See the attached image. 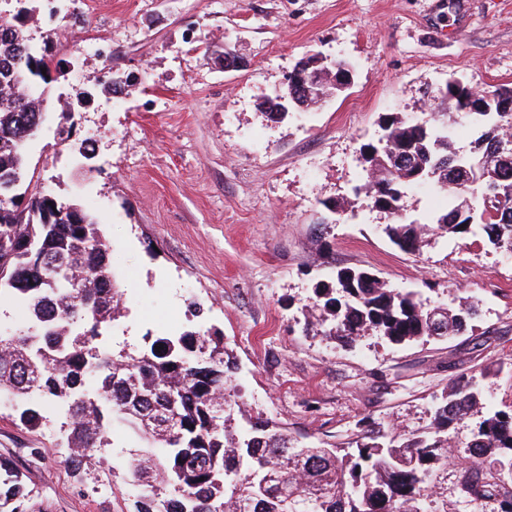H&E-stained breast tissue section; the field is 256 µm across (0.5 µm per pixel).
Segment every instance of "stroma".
<instances>
[{"label":"stroma","mask_w":512,"mask_h":512,"mask_svg":"<svg viewBox=\"0 0 512 512\" xmlns=\"http://www.w3.org/2000/svg\"><path fill=\"white\" fill-rule=\"evenodd\" d=\"M1 15L57 65L28 157L42 186L102 226L127 306L109 345L219 331L252 416L315 444L351 442L365 418L422 435L442 392L474 377L482 404L448 431L444 510L494 512L456 485L486 411L512 410V253L433 233L404 253L384 232L391 215L353 190L383 114L427 117L454 77L488 94L512 86V0H0ZM228 50L242 68L225 71ZM316 52L351 63L352 86L281 120L261 112ZM108 70L125 77L121 95ZM90 89L75 134L89 173L56 129L62 105ZM341 268L428 307L471 299L479 315L461 336L344 344L305 325L315 289ZM11 413L0 404V458L22 472L35 512H134L116 472L135 444L128 429L114 426L99 463L76 473L55 421L29 430Z\"/></svg>","instance_id":"35a3bbf8"}]
</instances>
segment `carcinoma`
Masks as SVG:
<instances>
[{"mask_svg":"<svg viewBox=\"0 0 512 512\" xmlns=\"http://www.w3.org/2000/svg\"><path fill=\"white\" fill-rule=\"evenodd\" d=\"M52 55L34 47L20 26L0 16V296L27 311L24 324L0 333V395L13 417L38 428L53 402L65 433L67 462L78 471L111 446V425L137 438L125 479L137 488L134 512H426L436 475L448 467V429L480 402L477 383L463 380L434 409L431 431L405 441L367 425L344 450L303 444L276 424L246 420L224 359V337L185 331L145 346L102 348L101 337L121 316L122 295L101 224L74 201L61 202L33 184L27 145L45 121L43 100L13 89L12 73L27 69L48 82ZM469 85L436 103L440 112L421 127L398 113L382 116L384 146H362L369 164L363 185L373 206L400 218L385 226L406 253L420 250L425 232L464 239L480 236L512 253V112H469L478 137L470 155L448 139L460 97ZM418 174L422 185L446 192L447 206L428 224L401 220L404 198ZM482 203L475 215L470 198ZM316 324L351 343L373 334L401 344L468 331L477 305L424 308L411 290H392L373 274L343 268L336 287L314 290ZM459 490L493 499L512 512V494L480 479L482 469L512 472V410H490L470 443ZM20 471L0 459V512H33Z\"/></svg>","mask_w":512,"mask_h":512,"instance_id":"obj_1","label":"carcinoma"}]
</instances>
